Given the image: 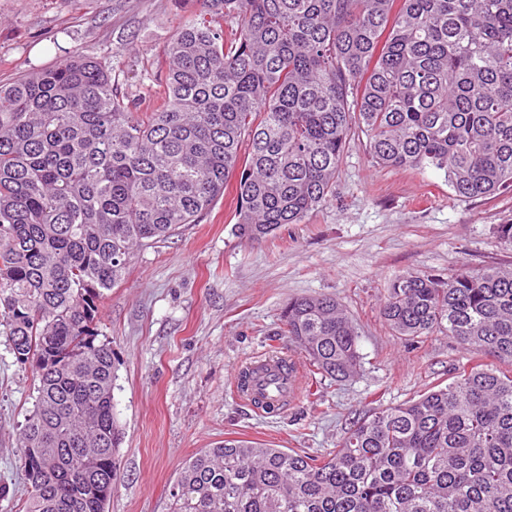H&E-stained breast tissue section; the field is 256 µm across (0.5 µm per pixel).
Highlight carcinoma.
I'll return each instance as SVG.
<instances>
[{
	"instance_id": "cac0c4a2",
	"label": "carcinoma",
	"mask_w": 512,
	"mask_h": 512,
	"mask_svg": "<svg viewBox=\"0 0 512 512\" xmlns=\"http://www.w3.org/2000/svg\"><path fill=\"white\" fill-rule=\"evenodd\" d=\"M188 2L150 112L78 50L0 83V336L38 381L22 512L110 500L99 306L229 178L241 237L299 224L336 199L355 121L379 166L442 171L460 198L512 190V0ZM380 311L406 340L444 331L512 364V266L399 274ZM281 335L325 378L362 367L332 297L292 299ZM172 512H512V373L476 363L356 421L329 458L226 439L184 463Z\"/></svg>"
}]
</instances>
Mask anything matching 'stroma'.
<instances>
[{"instance_id": "35a3bbf8", "label": "stroma", "mask_w": 512, "mask_h": 512, "mask_svg": "<svg viewBox=\"0 0 512 512\" xmlns=\"http://www.w3.org/2000/svg\"><path fill=\"white\" fill-rule=\"evenodd\" d=\"M179 23L173 0H0V81L53 67L73 50L137 95L165 68ZM355 133L336 172V198L266 238H238L231 195L198 223L138 251L98 314L112 347L120 432L108 512H170L186 460L227 438L257 439L314 457L335 452L354 422L416 398L477 357L438 333L414 342L380 317L384 289L412 271L448 275L512 264L494 225L512 223V191L455 196L443 172L383 168ZM328 295L359 335L361 371L343 381L305 375L300 399L258 412L230 389L249 358L285 347L291 299ZM29 366L0 336V512H19L27 482L17 446L36 396Z\"/></svg>"}]
</instances>
